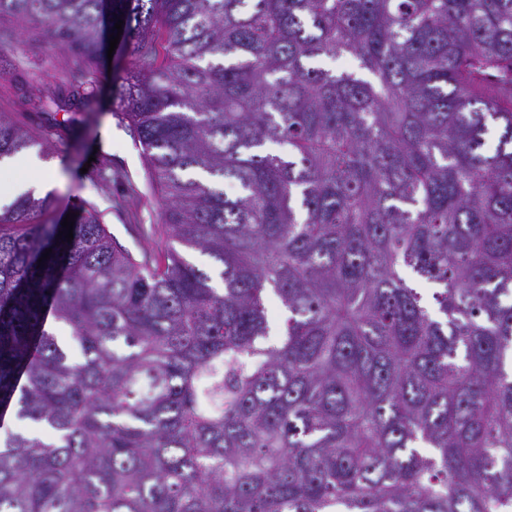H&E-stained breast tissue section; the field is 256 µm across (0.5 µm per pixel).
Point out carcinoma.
<instances>
[{
    "label": "carcinoma",
    "mask_w": 512,
    "mask_h": 512,
    "mask_svg": "<svg viewBox=\"0 0 512 512\" xmlns=\"http://www.w3.org/2000/svg\"><path fill=\"white\" fill-rule=\"evenodd\" d=\"M6 17L74 56L66 95L22 93L47 132L89 122L124 21L119 108L171 245L134 257L90 204L71 241L46 198L0 208V416L28 426L0 439V512H512V0ZM35 144L0 113V162Z\"/></svg>",
    "instance_id": "cac0c4a2"
}]
</instances>
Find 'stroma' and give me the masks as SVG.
I'll list each match as a JSON object with an SVG mask.
<instances>
[{
  "instance_id": "obj_1",
  "label": "stroma",
  "mask_w": 512,
  "mask_h": 512,
  "mask_svg": "<svg viewBox=\"0 0 512 512\" xmlns=\"http://www.w3.org/2000/svg\"><path fill=\"white\" fill-rule=\"evenodd\" d=\"M0 112L15 111V80L37 76L42 90H56L71 64L59 50L33 31H22L11 21L0 22ZM97 107L88 125L50 136L48 155L38 149L25 157L41 166L57 165L56 185L50 192L52 218L78 214L81 202L93 204L110 235L132 253L141 248L163 249L165 234H150L162 209L159 193L148 180L142 148L127 120L118 113L111 74H95Z\"/></svg>"
}]
</instances>
